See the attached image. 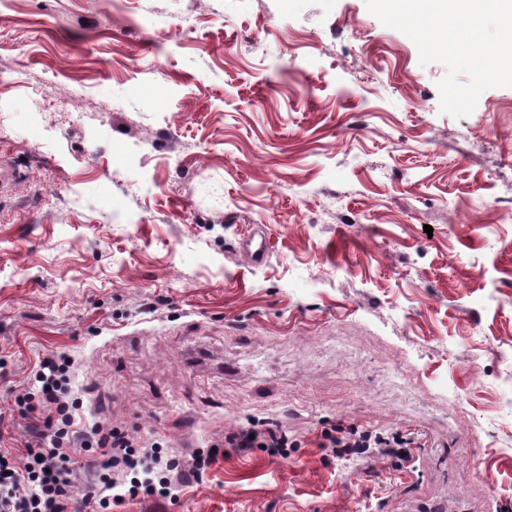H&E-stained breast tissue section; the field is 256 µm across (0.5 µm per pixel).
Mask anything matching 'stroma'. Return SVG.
<instances>
[{
	"instance_id": "1",
	"label": "stroma",
	"mask_w": 512,
	"mask_h": 512,
	"mask_svg": "<svg viewBox=\"0 0 512 512\" xmlns=\"http://www.w3.org/2000/svg\"><path fill=\"white\" fill-rule=\"evenodd\" d=\"M445 73L365 0H0V447L63 352L87 425L295 443L110 512H512V88L457 119ZM241 249L249 261L260 263L269 253L270 236L265 230L253 231L242 240ZM267 435L252 427H240L235 432L224 437V445L227 448H237L246 452L251 448H261L264 445L267 453L272 457H284L287 455L288 435L285 431L276 429L268 430ZM227 445V446H226ZM337 435L326 434L324 440L327 443H320V447L334 448L339 458H359L368 453L369 448H378L377 452L395 461L399 468H409L413 462V452L409 448L412 444L404 435L384 436L358 429L337 428L334 430Z\"/></svg>"
}]
</instances>
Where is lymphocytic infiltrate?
<instances>
[{"label": "lymphocytic infiltrate", "instance_id": "1", "mask_svg": "<svg viewBox=\"0 0 512 512\" xmlns=\"http://www.w3.org/2000/svg\"><path fill=\"white\" fill-rule=\"evenodd\" d=\"M71 358L64 353L45 356L34 372L32 383L22 399L25 410H42V423L34 425V432L48 442L47 447L28 449L23 459L8 452H0V512H66L69 504H95L99 512H108L110 493L118 482L114 471L130 474V496L144 493L164 497L170 494L173 483L171 471L174 460L164 459L161 449H154L152 468H145L134 443L125 434L87 428L79 414V404L70 400L67 386ZM337 457L359 458L368 449L395 461L401 468L410 467L413 452L410 442L402 435L384 436L354 428L337 429L327 438ZM227 447L240 451L265 447L273 457L287 453L288 436L276 429L265 433L252 427H242L228 436ZM99 450V481L78 484L71 480L74 452Z\"/></svg>", "mask_w": 512, "mask_h": 512}]
</instances>
